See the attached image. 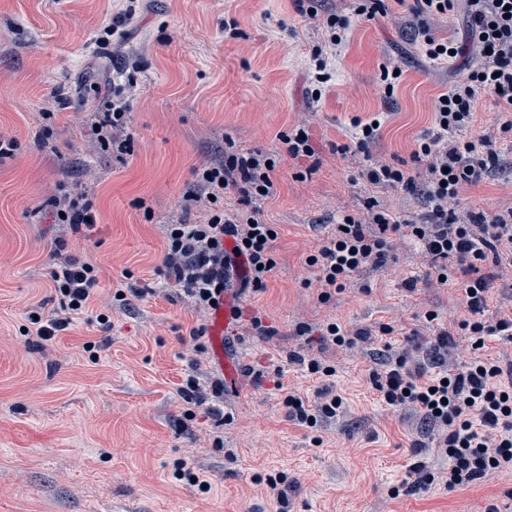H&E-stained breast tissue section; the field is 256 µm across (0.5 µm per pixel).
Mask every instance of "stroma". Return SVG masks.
<instances>
[{
    "mask_svg": "<svg viewBox=\"0 0 512 512\" xmlns=\"http://www.w3.org/2000/svg\"><path fill=\"white\" fill-rule=\"evenodd\" d=\"M127 27L120 52L98 42L119 0H0V135L20 148L0 158V512H481L496 499L512 512V476L463 490L434 483L419 495L391 498L410 465L433 471L447 460L420 447V437L380 401L370 381L385 343L402 347L417 316L438 311L462 318L456 288L404 287L424 261L411 241H397L392 260L364 272L329 303L305 259L341 213L377 208L421 213L420 194L360 180L362 166L384 161L416 170L418 136L431 126L436 96L457 80L455 63H431L419 49L416 20L398 0L384 17L359 15L358 0H319L317 18L294 0H147ZM338 12L349 39L331 60L332 79L312 95L310 55L324 43L323 18ZM238 22L239 38L224 34ZM137 63L130 112L132 150L104 152L88 135L99 102ZM399 67L401 82L383 99L382 67ZM471 131L495 136L498 160L461 206L491 215L512 206V138L500 137L496 110L484 95L473 103ZM381 117L369 153H337L356 142L355 120ZM52 125L55 137L36 135ZM305 125L314 158L288 157L282 132ZM277 157L278 192L260 218L276 225V268L265 289L242 294L245 315L227 344L240 362L225 387V423L178 392L195 378L210 394L222 373L210 350L196 351L192 329L210 312L165 280V226L206 208L188 202L192 169L222 159L228 146ZM88 189L94 226L54 223L48 201L60 184ZM99 269L95 313L65 332L35 342L23 330L29 308L51 316L50 272L57 243ZM151 294L114 300L124 280ZM109 310L101 326L96 312ZM273 327L256 335L247 320ZM335 319L370 331L348 351L323 343ZM394 325L381 335L380 325ZM93 352H86L85 343ZM294 355L337 368L334 389L347 402L343 427L310 430L288 417L284 396L315 397ZM211 485L200 491L174 479L178 466ZM287 477L278 503L267 476Z\"/></svg>",
    "mask_w": 512,
    "mask_h": 512,
    "instance_id": "1",
    "label": "stroma"
}]
</instances>
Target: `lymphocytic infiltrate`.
Segmentation results:
<instances>
[{
	"mask_svg": "<svg viewBox=\"0 0 512 512\" xmlns=\"http://www.w3.org/2000/svg\"><path fill=\"white\" fill-rule=\"evenodd\" d=\"M465 2L471 26L466 40L438 38L430 23L451 16ZM409 11L417 20L420 49L430 60L461 61L463 75L434 103L433 125L416 143L414 161L424 163L423 180L390 164L362 171L376 187L422 190L428 210L420 218L405 219L386 210H369L367 219L344 215L306 262L317 271L322 302L366 269L385 266L395 239L412 238L427 258L421 281L456 286L469 313L457 330L439 331L424 350L422 363L411 364L408 352L388 353L382 370L371 381L383 401L415 418L423 436L436 441L448 459L447 472L436 474L425 465H411L406 479L392 488L391 496L416 495L435 480L448 489H463L512 474V373L499 361L474 358L458 367L453 357L455 331L470 336L473 349H482L489 336L512 341V316L490 323L484 320L488 282L472 278L478 265L492 264L512 270V207L494 216L481 212L459 214L454 203L467 188L484 181L498 154L492 140L468 135L477 94L489 96L497 109L499 130L512 134V0H411ZM131 104L120 91L102 104V118L89 131L102 149L126 152L128 140L113 131L129 121ZM278 159L262 153L230 151L219 163L195 168L198 189L208 199L206 223L182 222L166 228L164 276L183 287L196 305L215 309L232 284L236 258H245L249 275L240 290H261L276 262L272 243L275 225L258 221V203L276 194ZM237 192L240 206L226 209L224 196ZM54 221L73 228L85 226L96 213L87 192H64L51 203ZM232 248H225V239ZM99 270L73 259L54 269L52 286L58 308L49 319L33 323L32 336L51 340L88 312L99 284ZM288 415L299 425L315 428L335 421L343 400L332 392H319L317 402L291 393L284 399Z\"/></svg>",
	"mask_w": 512,
	"mask_h": 512,
	"instance_id": "1",
	"label": "lymphocytic infiltrate"
}]
</instances>
